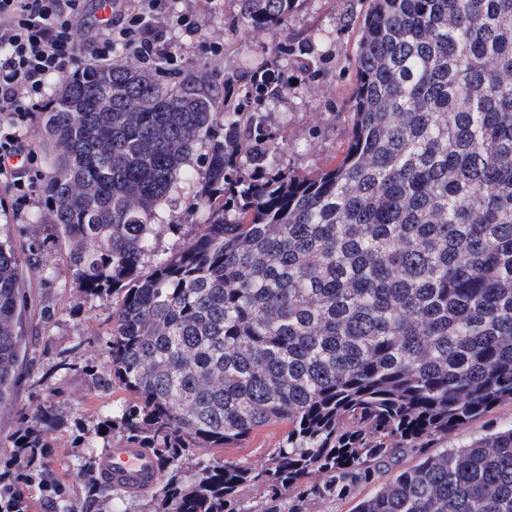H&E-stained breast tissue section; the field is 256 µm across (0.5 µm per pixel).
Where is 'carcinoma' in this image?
Wrapping results in <instances>:
<instances>
[{"label": "carcinoma", "instance_id": "obj_1", "mask_svg": "<svg viewBox=\"0 0 512 512\" xmlns=\"http://www.w3.org/2000/svg\"><path fill=\"white\" fill-rule=\"evenodd\" d=\"M297 0H241L244 32ZM51 170L37 220L67 239L81 297L120 299L99 388L133 400L98 430L159 466L146 512H255L351 496L375 467L418 463L353 512H512V425L431 453L512 401V0H371L357 49L351 136L336 166L279 168L260 112H221L205 86L170 87L119 62L66 76L39 142ZM207 148L202 230L146 268L177 224L158 208ZM39 252L0 237V408L27 342L20 270ZM0 464V512H126L132 495L75 456L74 502L48 461L53 407ZM285 425L261 466L224 462ZM286 427L270 425L254 430L250 436L239 445H229L227 448H209L206 452L218 459L240 462L248 465H260L267 458L272 448H276Z\"/></svg>", "mask_w": 512, "mask_h": 512}]
</instances>
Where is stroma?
I'll list each match as a JSON object with an SVG mask.
<instances>
[{"label": "stroma", "instance_id": "stroma-1", "mask_svg": "<svg viewBox=\"0 0 512 512\" xmlns=\"http://www.w3.org/2000/svg\"><path fill=\"white\" fill-rule=\"evenodd\" d=\"M370 0H298L281 25L243 33L240 0H164L163 39L177 62L171 70L156 72L166 85H191L208 78L219 104L240 112H260L270 136L281 146L283 168L304 175L331 166L341 158L349 131V112L356 77V51L361 25ZM196 15L201 32L180 36L177 16ZM224 45L223 62H214L211 42ZM271 71L288 79L282 92L273 96L246 97L252 73ZM204 148L191 158L190 178L179 182L159 208L163 221L199 225L204 214L192 199L204 170ZM49 171L43 161L25 167L21 189L0 184V220L17 241L38 250L46 266L37 273L22 271L26 306L24 331L39 338L28 349L33 370H20L12 406L0 411V459L12 456L15 438L31 423L38 408L58 407L69 416L68 424L48 436L49 460L64 471L74 455L87 453L101 415L113 402L127 399L121 388L105 394L91 375L105 368L109 356L105 331L111 324L112 304L96 297H78L66 274L68 245L49 224L38 223L34 214L45 208ZM23 205H16V196ZM512 425V403L502 402L448 437L459 446L490 429ZM284 426L254 430L241 444L211 449L218 459L258 465L277 447ZM414 454L405 453L382 469L356 497L308 503V512H351L357 498L374 494L397 473L413 466Z\"/></svg>", "mask_w": 512, "mask_h": 512}]
</instances>
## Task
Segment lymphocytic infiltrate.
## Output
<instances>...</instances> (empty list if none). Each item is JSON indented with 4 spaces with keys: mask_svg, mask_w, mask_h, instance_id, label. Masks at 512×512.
Instances as JSON below:
<instances>
[{
    "mask_svg": "<svg viewBox=\"0 0 512 512\" xmlns=\"http://www.w3.org/2000/svg\"><path fill=\"white\" fill-rule=\"evenodd\" d=\"M162 0H112L115 24L91 39L81 34L79 0H0V113L13 121L46 111L48 79L80 62L87 41L94 63L111 66L114 43L139 67L160 70L173 55L158 38Z\"/></svg>",
    "mask_w": 512,
    "mask_h": 512,
    "instance_id": "obj_1",
    "label": "lymphocytic infiltrate"
}]
</instances>
